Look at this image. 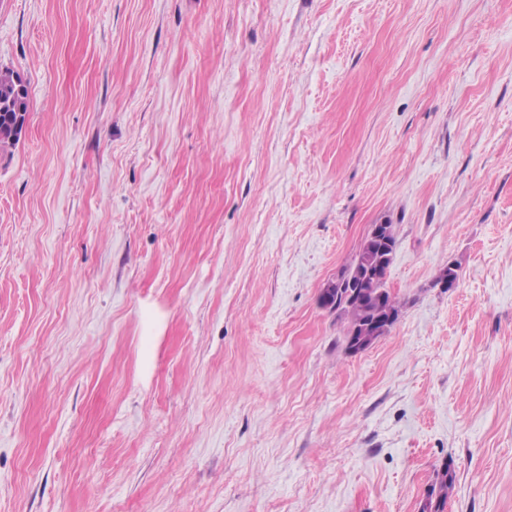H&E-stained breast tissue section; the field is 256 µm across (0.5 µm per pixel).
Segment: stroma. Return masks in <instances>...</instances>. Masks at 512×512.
<instances>
[{
    "label": "stroma",
    "mask_w": 512,
    "mask_h": 512,
    "mask_svg": "<svg viewBox=\"0 0 512 512\" xmlns=\"http://www.w3.org/2000/svg\"><path fill=\"white\" fill-rule=\"evenodd\" d=\"M2 67L0 512H512V0H0ZM28 89L18 73L0 68V146L17 142L27 123ZM390 241L392 244V249H391L390 257L386 264V271L384 273L385 279L382 281H378L375 284L374 288L372 289L371 293H375L379 290H384V291L386 290L387 272H388L389 267L393 263V258H394L393 254L397 247V238L395 235V230L393 231ZM386 309L399 310V305H398V302L396 301V298L394 296L389 297V294L387 293V291H385L383 297H381L379 299H375V300L369 299V301L363 306L343 305V306H340V308H338L336 310V312H338L341 316H344L345 319L347 320V330H346V334H347L348 329H351L360 323L366 322L377 312V310H386ZM346 334H345V337H347ZM455 483V473L450 465L447 464L444 474L441 477H437L436 484L433 488V493L437 491L438 487V496L437 493L434 498H431L429 503L432 511L425 509L426 512H444L445 507L447 505L448 497L452 493ZM437 496V497H436ZM437 499V501H436Z\"/></svg>",
    "instance_id": "1"
}]
</instances>
